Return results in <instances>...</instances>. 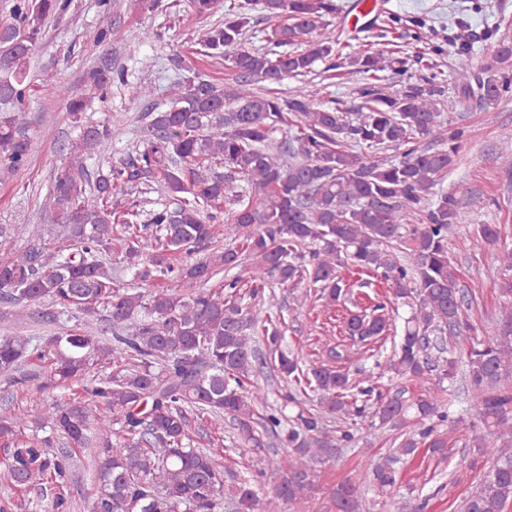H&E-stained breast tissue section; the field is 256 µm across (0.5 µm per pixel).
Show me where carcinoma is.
Returning a JSON list of instances; mask_svg holds the SVG:
<instances>
[{
	"instance_id": "cac0c4a2",
	"label": "carcinoma",
	"mask_w": 512,
	"mask_h": 512,
	"mask_svg": "<svg viewBox=\"0 0 512 512\" xmlns=\"http://www.w3.org/2000/svg\"><path fill=\"white\" fill-rule=\"evenodd\" d=\"M262 5L273 21L267 48L246 46L251 16L243 11L229 9L223 22L199 29L201 52L213 59L231 55L235 77L220 83L195 72L174 83L165 104L145 113L140 145L105 172L91 175L87 161L111 148L112 127L87 121L85 102L58 89L80 134L68 144V162L41 208L66 229V241L35 244L1 260L0 301L22 321L46 301L55 307L44 313L53 322L82 310L106 322L111 338L95 336L91 323L40 346L18 329L0 337V373L41 393L93 365L112 371L93 380L86 401L52 403L41 417L65 440L63 448L27 436L15 418L0 419L11 483L30 486L51 476L48 512H70V449L91 446L99 488L90 512H221L226 504L234 512H285L318 491L319 466L388 428L394 431L388 452L330 491L336 512H365L366 495L391 496L400 464L420 448L447 455L448 431L461 422L452 410L459 389L476 418L464 447L481 454L489 439L512 444V280L501 285L500 335L473 336L466 316L473 293L448 255V242L465 245L464 215L453 194L429 200L456 165L464 130L444 132L435 87L410 86L400 94L381 84L359 88L353 120L324 106L311 81L289 96L264 95L261 82L305 77L320 63L331 72L344 63L336 62V31L326 22L337 12L336 0ZM66 7V0H14L11 20L0 22V174L27 163L21 114L31 58L47 21ZM300 38L304 49H288ZM511 62L512 44L502 43L486 78L463 59L457 82L496 101L507 84L491 71ZM350 65L375 78L385 59L358 52ZM113 73L121 75L108 66L89 70L88 92L105 98ZM288 125L289 134L276 139ZM425 140L438 147L421 146ZM401 147L395 162L369 153ZM239 179L241 189L234 185ZM131 191L165 200L135 211L127 207ZM221 216L239 246L217 245L198 260L174 262L175 254L190 255L209 242L211 223ZM501 234L496 224L475 228L491 260L510 271L512 249L501 246ZM114 250L145 290L120 286L110 262ZM244 255L249 291L240 276L218 291L208 288ZM349 265L383 280L391 297L409 307L404 334L373 372L360 369L352 377L343 368L350 353L342 344L328 349L332 364L305 370L271 315L260 317L266 305L281 308L265 285L288 289L299 314L310 296L294 295L302 286L328 306L350 303L346 332L368 345L389 326L387 301L363 291L369 281L344 280L340 269ZM460 338L469 341L468 351ZM268 363L294 382L284 396L297 409L291 418L250 382ZM404 379L418 382L421 392L409 393L400 385ZM258 406L266 408L261 432L254 426ZM228 418L240 447H264L267 433L286 454L261 458L259 474L276 478L270 490L261 495L256 483L242 479L226 503L214 457L193 447L192 423L219 427ZM509 502L512 453L502 450L462 512H503Z\"/></svg>"
}]
</instances>
